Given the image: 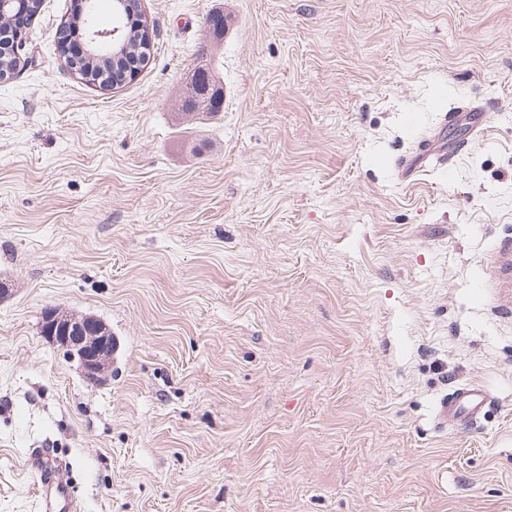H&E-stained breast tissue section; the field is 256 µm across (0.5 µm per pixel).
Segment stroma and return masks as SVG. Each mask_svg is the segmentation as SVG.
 Listing matches in <instances>:
<instances>
[{
    "label": "stroma",
    "mask_w": 512,
    "mask_h": 512,
    "mask_svg": "<svg viewBox=\"0 0 512 512\" xmlns=\"http://www.w3.org/2000/svg\"><path fill=\"white\" fill-rule=\"evenodd\" d=\"M141 9L122 87L68 72L71 0L0 80V512H38L35 448L81 512H512V0ZM428 137L450 169L404 179ZM48 306L112 332L104 383ZM488 402V395L485 391L466 387L455 390L444 399L438 409V417L442 422H452L459 418H467L474 421L481 414L482 409Z\"/></svg>",
    "instance_id": "stroma-1"
}]
</instances>
